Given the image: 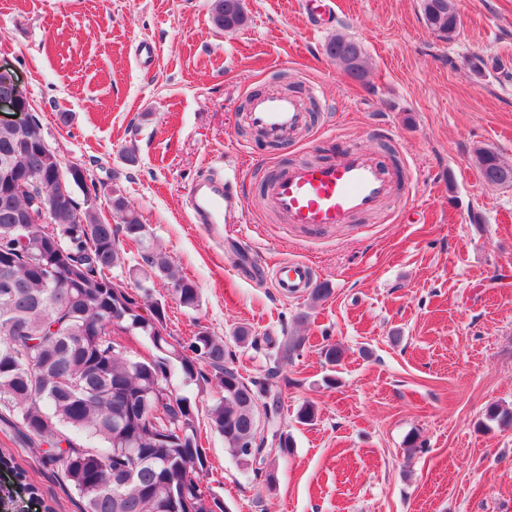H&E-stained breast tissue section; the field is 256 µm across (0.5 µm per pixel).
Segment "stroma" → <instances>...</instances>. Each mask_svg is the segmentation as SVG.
Returning a JSON list of instances; mask_svg holds the SVG:
<instances>
[{
	"label": "stroma",
	"mask_w": 512,
	"mask_h": 512,
	"mask_svg": "<svg viewBox=\"0 0 512 512\" xmlns=\"http://www.w3.org/2000/svg\"><path fill=\"white\" fill-rule=\"evenodd\" d=\"M243 4L246 25L228 32L211 0H0V68L27 89L63 165L85 171L76 204L94 200L109 220L106 191L119 190L196 283L192 311L155 281L168 333L208 328L249 379L279 369L294 448L273 462L275 491L205 421L204 484L228 512H512V427L486 415L512 409V187L486 185L476 164L480 148L512 164V0H454L449 39L426 25L422 0ZM338 34L361 44L365 80L327 56ZM142 43L154 48L147 66ZM263 91L301 96L309 121L294 142L252 134L248 102ZM344 143L394 154L398 198L326 232L287 229L261 182ZM216 170L238 179L245 210L213 236L187 191ZM285 257L312 260L323 301L272 287ZM291 332L305 345L279 360ZM329 342L344 350L334 367ZM306 402L309 425L296 418ZM0 452L39 489L0 469L10 512H80L32 450L0 432Z\"/></svg>",
	"instance_id": "35a3bbf8"
}]
</instances>
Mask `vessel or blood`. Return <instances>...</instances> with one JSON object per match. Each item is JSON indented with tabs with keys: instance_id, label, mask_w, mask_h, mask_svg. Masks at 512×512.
<instances>
[{
	"instance_id": "b4317fda",
	"label": "vessel or blood",
	"mask_w": 512,
	"mask_h": 512,
	"mask_svg": "<svg viewBox=\"0 0 512 512\" xmlns=\"http://www.w3.org/2000/svg\"><path fill=\"white\" fill-rule=\"evenodd\" d=\"M258 136L272 142L294 141L306 122L300 100L271 92L252 100L248 114ZM400 174L391 157L347 144L325 160H298L267 178L264 196L283 216L287 227L320 232L375 212L394 195ZM191 206L200 224L216 232L226 211L239 207L242 199L223 177L193 185ZM275 286L285 296H297L312 288L315 268L305 259H288L275 271Z\"/></svg>"
}]
</instances>
